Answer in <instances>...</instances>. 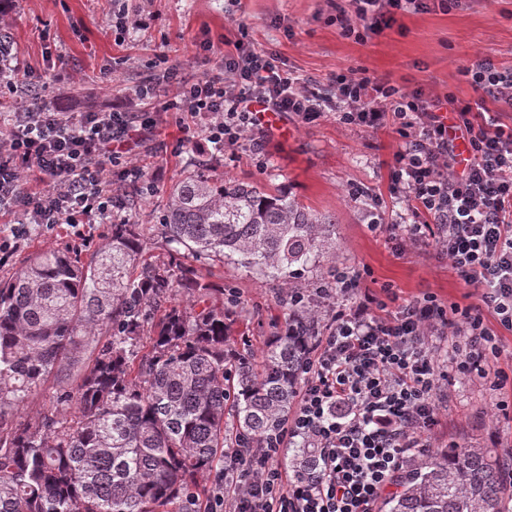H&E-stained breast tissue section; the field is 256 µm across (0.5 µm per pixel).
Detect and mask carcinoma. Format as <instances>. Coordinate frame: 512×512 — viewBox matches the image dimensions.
<instances>
[{
  "label": "carcinoma",
  "instance_id": "obj_1",
  "mask_svg": "<svg viewBox=\"0 0 512 512\" xmlns=\"http://www.w3.org/2000/svg\"><path fill=\"white\" fill-rule=\"evenodd\" d=\"M335 229L282 187L216 175L172 186L160 224L167 245L288 289L329 253ZM148 245L141 225L112 224L91 248L37 253L0 279V512H196L224 448L258 451L292 409L321 333L315 306L293 310L257 364L233 347L240 302L217 306L178 250ZM50 378L55 404L15 422ZM288 454L316 475L317 449ZM503 474L487 448H414L384 509L506 512Z\"/></svg>",
  "mask_w": 512,
  "mask_h": 512
}]
</instances>
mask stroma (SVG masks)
<instances>
[{
	"instance_id": "1",
	"label": "stroma",
	"mask_w": 512,
	"mask_h": 512,
	"mask_svg": "<svg viewBox=\"0 0 512 512\" xmlns=\"http://www.w3.org/2000/svg\"><path fill=\"white\" fill-rule=\"evenodd\" d=\"M347 7L346 0H14L0 35L14 65L40 74L44 100L61 112L117 107L142 115L176 93L163 78L165 60L178 61L183 77L192 81L221 65L227 44L240 39L323 86L352 69L439 99H476L460 69L477 56L512 66V0H463L445 10L401 13L391 28L364 41L342 36L337 18ZM119 13L125 18L120 26ZM203 40L211 46L205 55L198 49ZM399 145L391 131L344 125L329 112L311 122L282 116L265 141L260 166L246 149L217 152L198 135L182 143L171 136L148 137L133 150L142 177L115 179L120 216L143 225L151 254L161 255L165 245L157 226L172 185L206 173L284 186L306 206L336 217V257L320 263L312 280L327 278L344 263L359 270L373 291L395 294L388 304L392 312L400 301L427 293L445 304H475L477 290L457 276L444 255L430 247L400 250L388 234L368 228L377 210L389 222L413 219L391 180ZM357 187L362 195H354ZM106 229L97 218L77 226L29 225L12 254L0 260V278L32 253L92 243ZM182 263L214 288H235L248 313L240 331L247 348L260 354L288 317L277 286L218 257L202 263L188 256ZM437 398L439 421L425 434L432 446L479 445L512 458V416L495 411L497 401L512 400V377L496 390L483 379L455 373Z\"/></svg>"
}]
</instances>
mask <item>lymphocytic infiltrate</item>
I'll list each match as a JSON object with an SVG mask.
<instances>
[{
  "mask_svg": "<svg viewBox=\"0 0 512 512\" xmlns=\"http://www.w3.org/2000/svg\"><path fill=\"white\" fill-rule=\"evenodd\" d=\"M447 0H352L355 23L345 36L363 40L390 28L401 12H425ZM461 74L472 101L442 103L423 90L405 91L386 78L354 70L338 74L327 92L282 69L274 55L235 44L224 65L182 82L160 115L141 121L127 112H57L39 98L16 113L0 136V214L21 212L23 226L0 233L9 253L27 224H79L117 205L112 170L140 176L129 155L143 135L172 113L180 133L206 115V140L218 150L249 141L260 157L269 135L266 113L308 119L323 112L369 132L388 127L400 149L392 164L397 192L414 215L435 225L432 237L451 268L481 289V303L442 305L426 294L394 315L362 291L353 268L337 267L315 295L334 301L325 332L312 348L295 411L263 442L260 455L227 449L223 479L235 498H215L207 512H376L383 492L403 471L410 449L428 450L423 435L438 422L435 394L444 368L486 377L501 349L484 323L491 310L512 329V67L480 58ZM37 169L42 187L23 176ZM456 336L448 344L447 336ZM320 450V475L289 474L280 453L293 439Z\"/></svg>",
  "mask_w": 512,
  "mask_h": 512,
  "instance_id": "1",
  "label": "lymphocytic infiltrate"
}]
</instances>
